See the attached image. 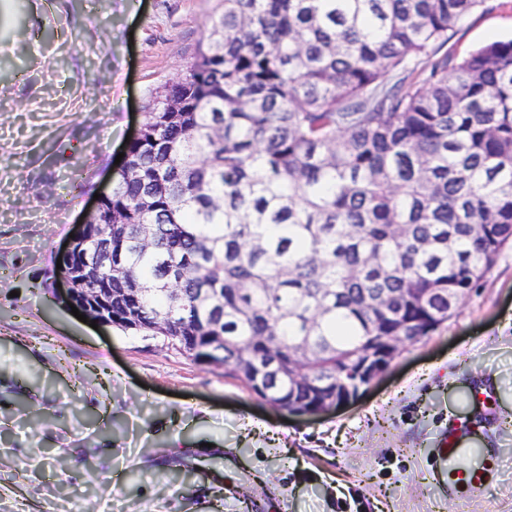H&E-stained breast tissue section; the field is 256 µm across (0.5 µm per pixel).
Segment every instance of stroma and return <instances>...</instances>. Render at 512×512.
Returning <instances> with one entry per match:
<instances>
[{"label":"stroma","mask_w":512,"mask_h":512,"mask_svg":"<svg viewBox=\"0 0 512 512\" xmlns=\"http://www.w3.org/2000/svg\"><path fill=\"white\" fill-rule=\"evenodd\" d=\"M452 36L512 38V11ZM221 0H0V512H512V247L454 315L321 417L261 400L161 338L90 327L50 269L152 95L184 77ZM497 483L466 501L427 468L449 415H478Z\"/></svg>","instance_id":"35a3bbf8"}]
</instances>
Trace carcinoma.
Instances as JSON below:
<instances>
[{"label":"carcinoma","instance_id":"1","mask_svg":"<svg viewBox=\"0 0 512 512\" xmlns=\"http://www.w3.org/2000/svg\"><path fill=\"white\" fill-rule=\"evenodd\" d=\"M485 2L223 0L112 188L99 278L147 289L138 333L204 326L244 385L270 342L334 378L389 318L429 336L406 297H462L512 244V39L444 51Z\"/></svg>","mask_w":512,"mask_h":512}]
</instances>
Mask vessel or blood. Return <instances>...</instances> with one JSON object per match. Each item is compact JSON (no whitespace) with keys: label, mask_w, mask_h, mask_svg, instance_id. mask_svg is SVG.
<instances>
[{"label":"vessel or blood","mask_w":512,"mask_h":512,"mask_svg":"<svg viewBox=\"0 0 512 512\" xmlns=\"http://www.w3.org/2000/svg\"><path fill=\"white\" fill-rule=\"evenodd\" d=\"M473 432L470 417L454 416L440 434L432 468V478L442 491L460 500L489 487L500 470V458L489 448L482 449L480 464L469 462L462 438Z\"/></svg>","instance_id":"1"}]
</instances>
